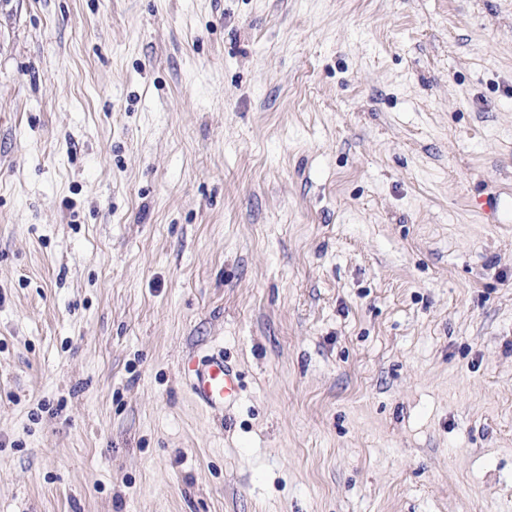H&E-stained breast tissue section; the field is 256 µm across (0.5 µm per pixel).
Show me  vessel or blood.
<instances>
[{
  "instance_id": "1",
  "label": "vessel or blood",
  "mask_w": 512,
  "mask_h": 512,
  "mask_svg": "<svg viewBox=\"0 0 512 512\" xmlns=\"http://www.w3.org/2000/svg\"><path fill=\"white\" fill-rule=\"evenodd\" d=\"M182 370L196 403L210 410H221L236 398L238 374L223 354L189 355Z\"/></svg>"
}]
</instances>
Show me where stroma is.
Returning <instances> with one entry per match:
<instances>
[{
	"instance_id": "obj_1",
	"label": "stroma",
	"mask_w": 512,
	"mask_h": 512,
	"mask_svg": "<svg viewBox=\"0 0 512 512\" xmlns=\"http://www.w3.org/2000/svg\"><path fill=\"white\" fill-rule=\"evenodd\" d=\"M0 512H512V0H0ZM182 370L196 403L210 410H224L236 398L238 373L224 361L222 353L199 357L191 354Z\"/></svg>"
}]
</instances>
